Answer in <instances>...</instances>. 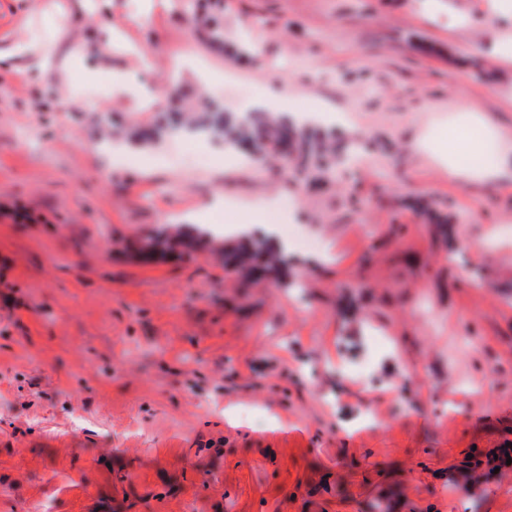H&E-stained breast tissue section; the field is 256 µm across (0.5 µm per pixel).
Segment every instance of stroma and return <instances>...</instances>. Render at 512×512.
I'll return each instance as SVG.
<instances>
[{"label": "stroma", "mask_w": 512, "mask_h": 512, "mask_svg": "<svg viewBox=\"0 0 512 512\" xmlns=\"http://www.w3.org/2000/svg\"><path fill=\"white\" fill-rule=\"evenodd\" d=\"M207 11L223 44L187 0H0V512H512V175L433 157L472 112L512 131L485 38L504 19L491 0ZM209 99L336 148L298 167L199 136L197 169L170 163L174 134L132 144ZM228 217L325 249H289L292 288L208 251L129 254Z\"/></svg>", "instance_id": "obj_1"}]
</instances>
